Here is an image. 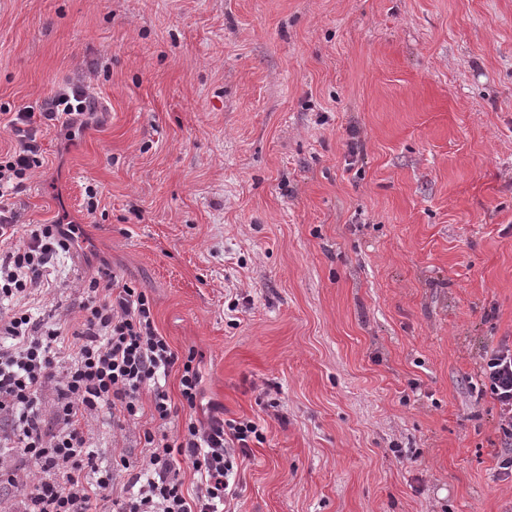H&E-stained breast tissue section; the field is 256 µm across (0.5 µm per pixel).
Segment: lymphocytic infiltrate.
<instances>
[{
    "label": "lymphocytic infiltrate",
    "mask_w": 512,
    "mask_h": 512,
    "mask_svg": "<svg viewBox=\"0 0 512 512\" xmlns=\"http://www.w3.org/2000/svg\"><path fill=\"white\" fill-rule=\"evenodd\" d=\"M95 111L89 86L77 80L45 97L38 110L13 112L7 126L16 146L0 161V437L34 462L42 478L22 487L21 512H225L240 495L237 459L262 442L256 421L227 419L220 412L197 418L203 376L195 351L178 354L159 334L149 297L102 267L84 285L82 329L65 352L60 323L36 317L24 300L52 285L58 263L77 239L72 224H39L18 235L15 198L43 164L39 135L45 128L71 130ZM181 373L180 401L166 385ZM484 392L499 407L498 431L509 451L499 470L512 476V345L486 351L480 366ZM152 396L143 407V393ZM50 403L53 424L42 405ZM150 412L143 431L148 453L139 464L121 460L102 468L89 423L112 428ZM186 415L182 431L168 424ZM186 460L197 476L195 494H185L177 464ZM128 476L126 494L113 498L116 472Z\"/></svg>",
    "instance_id": "obj_1"
}]
</instances>
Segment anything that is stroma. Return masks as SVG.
<instances>
[{
	"instance_id": "obj_1",
	"label": "stroma",
	"mask_w": 512,
	"mask_h": 512,
	"mask_svg": "<svg viewBox=\"0 0 512 512\" xmlns=\"http://www.w3.org/2000/svg\"><path fill=\"white\" fill-rule=\"evenodd\" d=\"M80 73L95 119L16 199L80 232L39 309L79 331L103 262L149 296L263 428L232 512H512L478 376L512 341V0H0L1 155ZM150 424L96 427L99 465Z\"/></svg>"
}]
</instances>
